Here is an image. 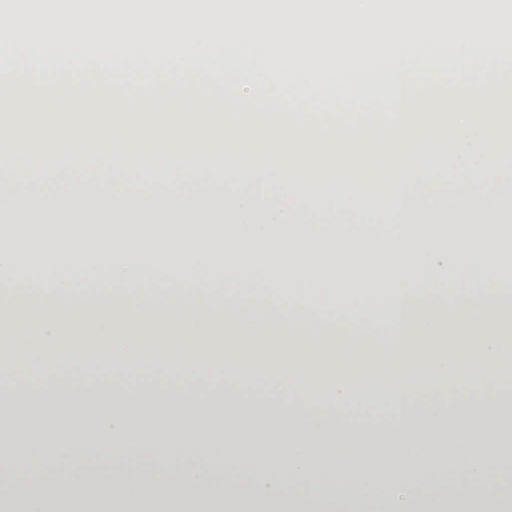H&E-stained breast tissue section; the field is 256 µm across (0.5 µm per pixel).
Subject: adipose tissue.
I'll use <instances>...</instances> for the list:
<instances>
[{"label":"adipose tissue","mask_w":512,"mask_h":512,"mask_svg":"<svg viewBox=\"0 0 512 512\" xmlns=\"http://www.w3.org/2000/svg\"><path fill=\"white\" fill-rule=\"evenodd\" d=\"M205 247H16L0 234V344L25 351V374L58 354L111 368L132 366L148 340L180 358L181 377L202 372L264 383L261 397L238 391L206 398L180 385L143 394L71 381L29 382L0 393V476L20 478L28 512L55 499L46 478L77 449L89 462L71 468L85 490L101 473L106 494L96 512H313L296 488L325 486L353 496L360 512H512V486L491 479L486 456L512 459V390L459 411L432 403L411 412L419 383L473 388L503 375L512 358V259L327 262ZM217 277L212 296L201 280ZM395 313L389 342L369 326L375 304ZM394 411L392 427H350L339 413L371 400L359 386L368 361ZM336 405L334 415L305 411L293 391ZM465 491L430 500L424 489L441 469ZM159 481L150 498L147 473ZM236 490L216 491L219 474Z\"/></svg>","instance_id":"obj_1"}]
</instances>
